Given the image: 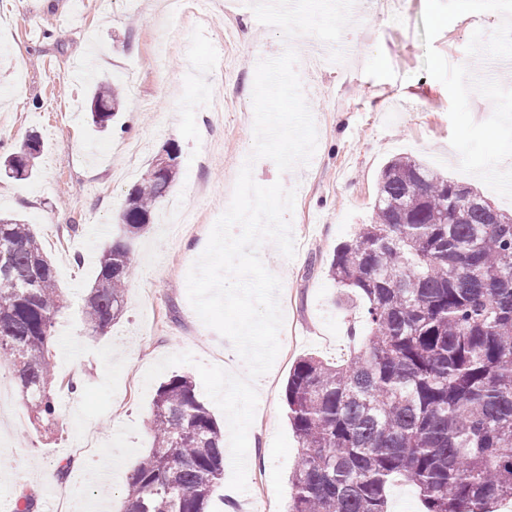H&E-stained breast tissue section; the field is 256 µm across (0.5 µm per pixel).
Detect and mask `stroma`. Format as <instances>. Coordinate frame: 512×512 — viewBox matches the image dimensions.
<instances>
[{
  "mask_svg": "<svg viewBox=\"0 0 512 512\" xmlns=\"http://www.w3.org/2000/svg\"><path fill=\"white\" fill-rule=\"evenodd\" d=\"M264 0H186L181 12L165 0H0V153L18 151L29 134L43 152L33 176L0 177V211L26 217L51 259L67 304L57 318L54 354L58 425L35 428L9 365L0 381L10 394L0 412V512H13L18 494L34 490L37 512H51L57 492L40 482L44 469L68 467L76 494L71 512H124L131 469L152 446L150 419L157 383H145L148 367L163 357L191 352L197 362H239L233 343L207 327L191 307L186 276L192 248L208 237L232 199L236 178L253 148L252 88L256 64L298 54L302 91L313 114L318 146L311 165L279 173L257 160L253 177L295 190L289 220L296 255L286 259L273 243L260 250L267 269L282 282L284 324L280 352L258 392L248 431L247 476L262 477L271 512H285L298 442L288 423L284 389L293 363L313 354L346 359L366 325L330 279L334 248L358 225L369 223L378 177L392 158L410 156L481 192L499 209L505 198L475 175L458 171L450 145L452 125L446 88L423 70L425 0H399L379 14L370 0H353L340 13L336 0H295L294 8L268 20ZM495 13L465 14L433 41L449 63L467 65L512 88V69L468 57L475 29L494 30ZM186 39L168 53L158 43L172 27ZM247 32L250 45L228 41L227 29ZM339 46L334 65L310 69L312 42ZM136 86L104 133L85 110L87 75ZM223 96V120H208L204 93ZM180 149L173 193L200 181L193 206L200 222L171 237L157 206L151 225L132 251L135 273L125 291L123 316L105 335L88 336L83 300L95 282L98 255L119 236L129 190L167 144ZM81 380L79 392L67 380ZM94 434L95 460L71 465L73 439ZM108 466L110 479L95 474Z\"/></svg>",
  "mask_w": 512,
  "mask_h": 512,
  "instance_id": "1",
  "label": "stroma"
}]
</instances>
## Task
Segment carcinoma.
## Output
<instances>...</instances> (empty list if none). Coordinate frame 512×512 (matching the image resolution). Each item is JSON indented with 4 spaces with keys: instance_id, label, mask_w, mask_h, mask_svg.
I'll use <instances>...</instances> for the list:
<instances>
[{
    "instance_id": "obj_1",
    "label": "carcinoma",
    "mask_w": 512,
    "mask_h": 512,
    "mask_svg": "<svg viewBox=\"0 0 512 512\" xmlns=\"http://www.w3.org/2000/svg\"><path fill=\"white\" fill-rule=\"evenodd\" d=\"M119 82L89 88L92 123L120 111ZM43 144L29 136L0 157L25 180ZM129 191L123 235L105 246L85 300L91 335L124 311L135 270L130 241L179 174L164 148ZM329 275L359 299L366 339L340 363L296 361L284 391L299 452L286 512H388L394 477L425 512H497L512 502V214L409 156L381 170L372 222L333 251ZM65 308L54 267L30 225L0 216V361L15 372L35 419L57 424L50 350ZM151 451L134 464L126 512H209L224 475V434L192 381L174 375L152 403Z\"/></svg>"
}]
</instances>
